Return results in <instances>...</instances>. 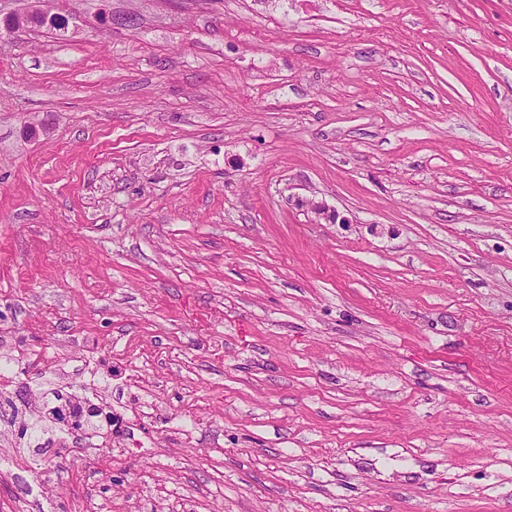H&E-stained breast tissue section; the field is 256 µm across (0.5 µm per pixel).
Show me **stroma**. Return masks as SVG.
<instances>
[{
  "label": "stroma",
  "instance_id": "stroma-1",
  "mask_svg": "<svg viewBox=\"0 0 512 512\" xmlns=\"http://www.w3.org/2000/svg\"><path fill=\"white\" fill-rule=\"evenodd\" d=\"M43 7L0 27V397L113 423L0 420V512H512V0ZM50 394L54 397V401L52 403H56V405L52 406L53 408L49 407L50 402L47 399L48 394L42 393L41 396L39 397V401L42 402L43 407L39 408L36 411V413H34V419L32 423H23L22 425L21 436H23L24 438L28 434L30 439H33L34 442L38 441V443L34 447H38L40 445L39 439L44 431L43 428L46 427L48 423L57 421V419L53 416V412H59L60 407L70 406V404L74 401H80L75 394H59L57 391H53ZM56 395L57 397L55 398ZM80 404L81 409L77 413H75V415H77L80 418V424H78V427L84 430L97 429L93 421V418L98 416L97 409L93 406L83 405L81 401Z\"/></svg>",
  "mask_w": 512,
  "mask_h": 512
}]
</instances>
